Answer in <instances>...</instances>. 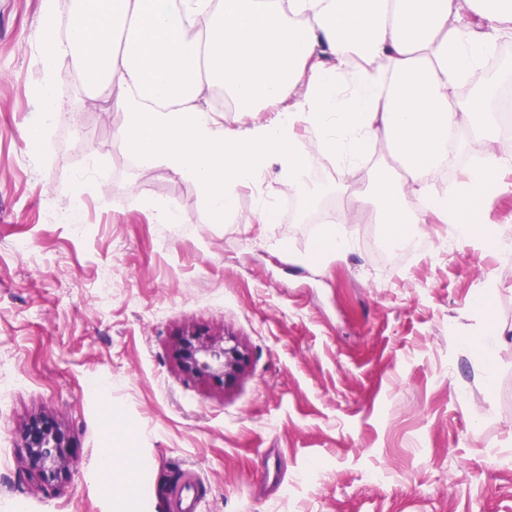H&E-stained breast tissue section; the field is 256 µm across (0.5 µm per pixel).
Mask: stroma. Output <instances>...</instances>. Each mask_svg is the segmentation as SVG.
<instances>
[{
	"label": "stroma",
	"mask_w": 512,
	"mask_h": 512,
	"mask_svg": "<svg viewBox=\"0 0 512 512\" xmlns=\"http://www.w3.org/2000/svg\"><path fill=\"white\" fill-rule=\"evenodd\" d=\"M42 24L40 0H0V512H172L189 476L204 512H512V342L490 388L467 346L512 330V264L433 217L410 227L434 246L412 260L378 258L365 224L312 258L339 197L320 156L306 214L249 223L242 188L239 223L213 222L67 65L54 93L80 124L29 144ZM74 207L82 226L57 221ZM186 329L236 338L244 372L192 377ZM36 418L78 462L52 487L23 446Z\"/></svg>",
	"instance_id": "35a3bbf8"
}]
</instances>
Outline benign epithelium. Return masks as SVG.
I'll return each mask as SVG.
<instances>
[{
	"mask_svg": "<svg viewBox=\"0 0 512 512\" xmlns=\"http://www.w3.org/2000/svg\"><path fill=\"white\" fill-rule=\"evenodd\" d=\"M179 356L185 370L202 379H235L243 370L248 355L238 343L224 336L208 337L198 331L183 333ZM27 455L46 485H53L62 472L77 465L64 455L65 436L31 423L24 438Z\"/></svg>",
	"mask_w": 512,
	"mask_h": 512,
	"instance_id": "benign-epithelium-1",
	"label": "benign epithelium"
}]
</instances>
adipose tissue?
Here are the masks:
<instances>
[{"label":"adipose tissue","instance_id":"adipose-tissue-1","mask_svg":"<svg viewBox=\"0 0 512 512\" xmlns=\"http://www.w3.org/2000/svg\"><path fill=\"white\" fill-rule=\"evenodd\" d=\"M65 27L59 0H41L37 51L43 81L25 134L39 144L60 107L52 80L73 66L115 90L120 136L142 167L195 182L209 213L231 215L244 186L262 188L271 164L308 195L309 159L333 154L349 184L368 142L392 159L353 198L391 226L441 223L461 241L488 235L479 214L487 188L512 174V154L493 152L497 125L483 80L486 58L512 38V0H94ZM220 84L239 112L272 119L232 128L201 104ZM487 146L485 163L431 209L415 206L437 181L460 125ZM316 138L300 139L299 127Z\"/></svg>","mask_w":512,"mask_h":512}]
</instances>
